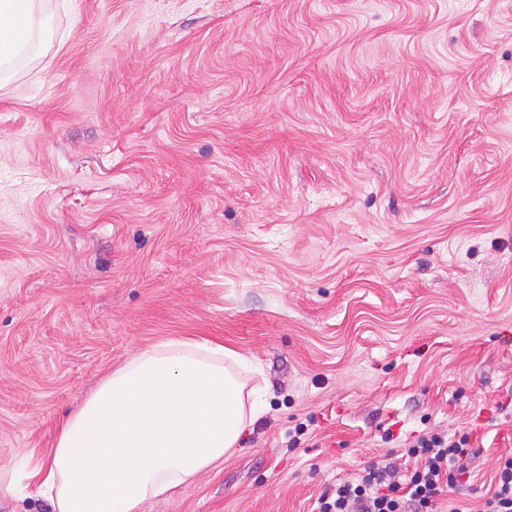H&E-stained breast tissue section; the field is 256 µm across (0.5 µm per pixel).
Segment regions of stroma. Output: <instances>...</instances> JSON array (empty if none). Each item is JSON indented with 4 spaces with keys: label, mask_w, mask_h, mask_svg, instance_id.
Returning <instances> with one entry per match:
<instances>
[{
    "label": "stroma",
    "mask_w": 512,
    "mask_h": 512,
    "mask_svg": "<svg viewBox=\"0 0 512 512\" xmlns=\"http://www.w3.org/2000/svg\"><path fill=\"white\" fill-rule=\"evenodd\" d=\"M48 8L0 89V512H51L27 461L187 337L265 411L143 512H312L423 431L470 435L478 512L512 454V0Z\"/></svg>",
    "instance_id": "1"
}]
</instances>
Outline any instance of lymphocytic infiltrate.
Masks as SVG:
<instances>
[{
  "label": "lymphocytic infiltrate",
  "mask_w": 512,
  "mask_h": 512,
  "mask_svg": "<svg viewBox=\"0 0 512 512\" xmlns=\"http://www.w3.org/2000/svg\"><path fill=\"white\" fill-rule=\"evenodd\" d=\"M469 435L453 438L422 433L409 441L405 453L416 466L398 477L389 465L365 466L352 481L337 483L316 501L314 512H444L443 491H456L469 473L465 462Z\"/></svg>",
  "instance_id": "obj_1"
}]
</instances>
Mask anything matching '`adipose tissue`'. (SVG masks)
Segmentation results:
<instances>
[{"label": "adipose tissue", "instance_id": "ef3b65f1", "mask_svg": "<svg viewBox=\"0 0 512 512\" xmlns=\"http://www.w3.org/2000/svg\"><path fill=\"white\" fill-rule=\"evenodd\" d=\"M51 37L46 0H0V87ZM247 370L223 344L169 339L112 371L32 472L53 512H141L223 463L264 407Z\"/></svg>", "mask_w": 512, "mask_h": 512}]
</instances>
